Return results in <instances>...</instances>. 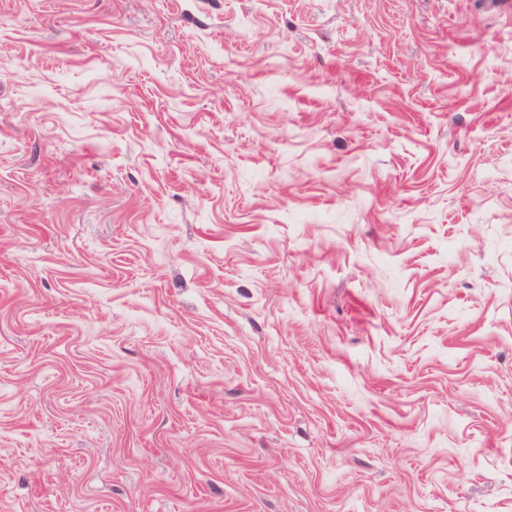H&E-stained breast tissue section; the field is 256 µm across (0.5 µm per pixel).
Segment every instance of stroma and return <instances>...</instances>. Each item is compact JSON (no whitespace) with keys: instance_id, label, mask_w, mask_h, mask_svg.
Masks as SVG:
<instances>
[{"instance_id":"1","label":"stroma","mask_w":512,"mask_h":512,"mask_svg":"<svg viewBox=\"0 0 512 512\" xmlns=\"http://www.w3.org/2000/svg\"><path fill=\"white\" fill-rule=\"evenodd\" d=\"M0 512H512V0H0Z\"/></svg>"}]
</instances>
